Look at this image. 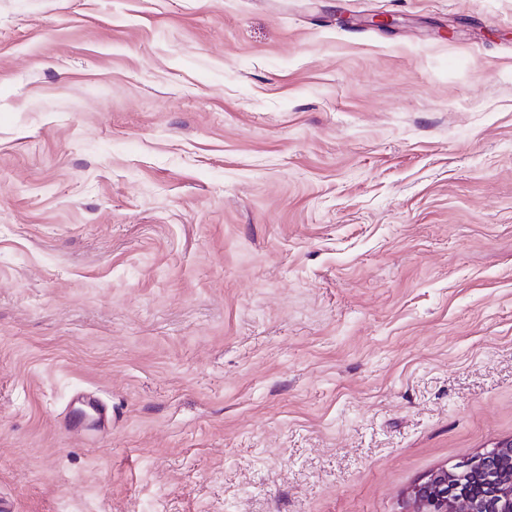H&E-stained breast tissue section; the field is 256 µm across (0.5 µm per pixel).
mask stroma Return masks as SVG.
Here are the masks:
<instances>
[{
  "label": "stroma",
  "instance_id": "stroma-1",
  "mask_svg": "<svg viewBox=\"0 0 512 512\" xmlns=\"http://www.w3.org/2000/svg\"><path fill=\"white\" fill-rule=\"evenodd\" d=\"M510 437L512 0H0L11 512H408Z\"/></svg>",
  "mask_w": 512,
  "mask_h": 512
}]
</instances>
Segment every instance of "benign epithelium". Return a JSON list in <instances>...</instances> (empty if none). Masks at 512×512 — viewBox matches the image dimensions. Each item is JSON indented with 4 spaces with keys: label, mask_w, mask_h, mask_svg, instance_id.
I'll return each instance as SVG.
<instances>
[{
    "label": "benign epithelium",
    "mask_w": 512,
    "mask_h": 512,
    "mask_svg": "<svg viewBox=\"0 0 512 512\" xmlns=\"http://www.w3.org/2000/svg\"><path fill=\"white\" fill-rule=\"evenodd\" d=\"M477 478L486 485L481 498L468 494ZM415 512H512V438L454 467L440 468L412 490Z\"/></svg>",
    "instance_id": "7a95c632"
}]
</instances>
